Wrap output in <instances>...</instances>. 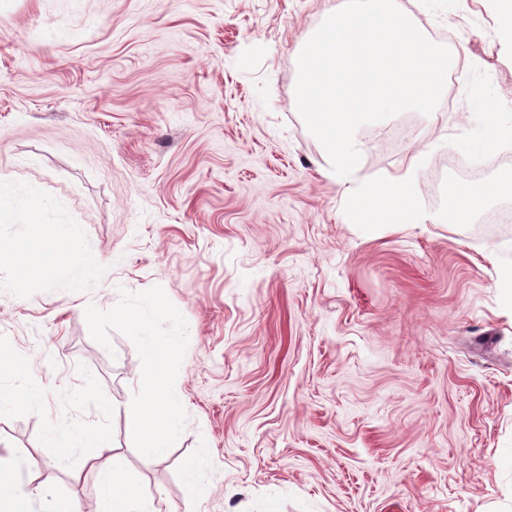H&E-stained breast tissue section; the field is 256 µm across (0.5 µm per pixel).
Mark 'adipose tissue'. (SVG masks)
Returning a JSON list of instances; mask_svg holds the SVG:
<instances>
[{"label":"adipose tissue","mask_w":512,"mask_h":512,"mask_svg":"<svg viewBox=\"0 0 512 512\" xmlns=\"http://www.w3.org/2000/svg\"><path fill=\"white\" fill-rule=\"evenodd\" d=\"M487 184L476 182L467 186L448 185L447 208L439 222L462 224L488 199ZM354 213L365 223L383 221L389 224H423L427 216L416 204L412 194V173L391 176L364 186L350 196ZM26 208L28 219L20 233L0 232V255L9 254L19 261L21 278L48 276L46 257L36 247L43 226L39 213L43 207L37 187H19L13 175L0 173V221L19 208ZM50 236L64 256L61 265L74 290H81L96 275L99 261L83 245L82 232L76 224L53 225ZM152 309H139L129 319L144 352V364L139 372L140 387L136 401L141 414L142 446L147 454L163 457L178 432L183 398L165 374L167 363L178 354V332L157 335L151 326ZM48 443L59 451L60 461H67L75 448H93L111 452L112 436L103 426L91 423L69 432L49 429ZM97 484L105 512H154L152 497L130 473L120 457L99 468Z\"/></svg>","instance_id":"adipose-tissue-1"}]
</instances>
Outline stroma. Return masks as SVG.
I'll return each instance as SVG.
<instances>
[{
  "mask_svg": "<svg viewBox=\"0 0 512 512\" xmlns=\"http://www.w3.org/2000/svg\"><path fill=\"white\" fill-rule=\"evenodd\" d=\"M337 0H0V170L78 224L99 273L19 281L0 258V356L40 409L0 412V466L63 504H102L94 464L46 430L101 420L155 512H512V192L469 224H366L348 189L413 166L440 214L455 167H512V139L458 153L487 112L512 127V33L496 0H401L454 34L436 112L362 126L359 174L326 170L296 109L302 41ZM159 299L182 328L184 397L164 458L139 446L142 351L113 312ZM492 337V348L480 341ZM91 393H82L85 379ZM203 466V459L198 457L187 459L183 464V478L192 503L198 497V484Z\"/></svg>",
  "mask_w": 512,
  "mask_h": 512,
  "instance_id": "1",
  "label": "stroma"
}]
</instances>
